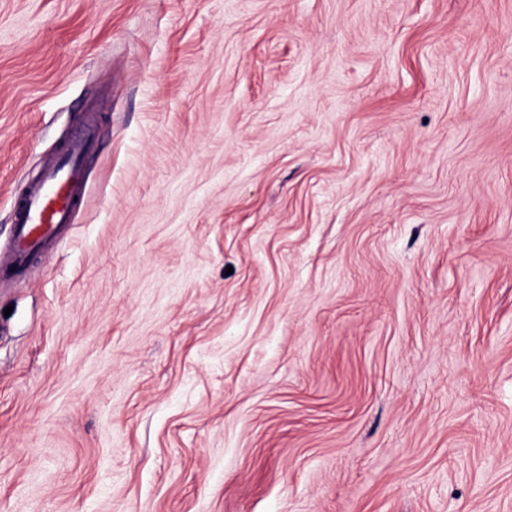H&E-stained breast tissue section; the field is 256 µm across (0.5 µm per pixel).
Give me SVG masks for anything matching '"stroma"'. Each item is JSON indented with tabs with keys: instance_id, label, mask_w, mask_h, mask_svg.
Returning a JSON list of instances; mask_svg holds the SVG:
<instances>
[{
	"instance_id": "obj_1",
	"label": "stroma",
	"mask_w": 512,
	"mask_h": 512,
	"mask_svg": "<svg viewBox=\"0 0 512 512\" xmlns=\"http://www.w3.org/2000/svg\"><path fill=\"white\" fill-rule=\"evenodd\" d=\"M0 512H512V0H0ZM93 140V125L88 124L43 167L41 177L24 189L14 215L11 256L7 263L1 262L0 278L9 269L22 271L36 254L54 245L64 225L71 222L85 193L81 159Z\"/></svg>"
}]
</instances>
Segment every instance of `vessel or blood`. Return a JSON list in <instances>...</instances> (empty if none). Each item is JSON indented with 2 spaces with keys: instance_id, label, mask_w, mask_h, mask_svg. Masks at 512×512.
I'll return each instance as SVG.
<instances>
[{
  "instance_id": "b4317fda",
  "label": "vessel or blood",
  "mask_w": 512,
  "mask_h": 512,
  "mask_svg": "<svg viewBox=\"0 0 512 512\" xmlns=\"http://www.w3.org/2000/svg\"><path fill=\"white\" fill-rule=\"evenodd\" d=\"M93 140V127L83 128L44 166L40 178L24 189L14 215L11 256L0 264V273L22 271L36 254L57 242L84 197L81 159Z\"/></svg>"
}]
</instances>
